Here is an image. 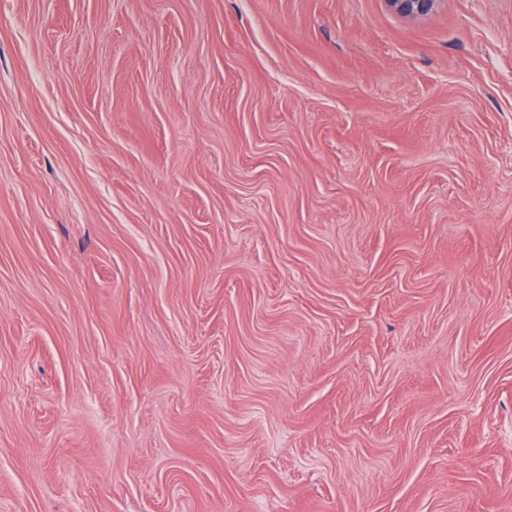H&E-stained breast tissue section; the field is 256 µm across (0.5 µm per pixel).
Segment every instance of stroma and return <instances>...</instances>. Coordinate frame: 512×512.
<instances>
[{"mask_svg":"<svg viewBox=\"0 0 512 512\" xmlns=\"http://www.w3.org/2000/svg\"><path fill=\"white\" fill-rule=\"evenodd\" d=\"M0 512H512V0H0ZM389 8L402 16L423 17L433 12L440 0H386Z\"/></svg>","mask_w":512,"mask_h":512,"instance_id":"obj_1","label":"stroma"}]
</instances>
